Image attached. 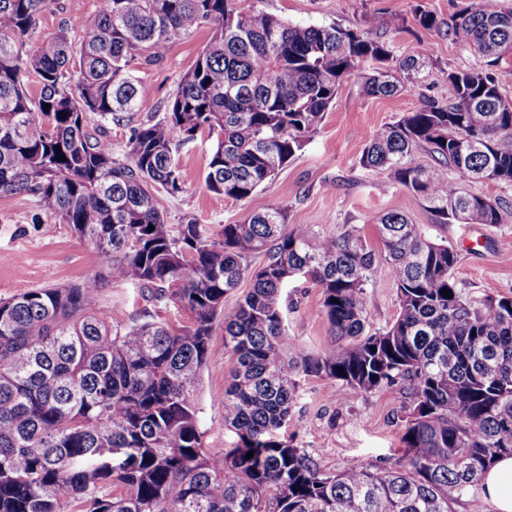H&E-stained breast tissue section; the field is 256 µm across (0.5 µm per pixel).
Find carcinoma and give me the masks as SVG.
I'll return each mask as SVG.
<instances>
[{"mask_svg":"<svg viewBox=\"0 0 512 512\" xmlns=\"http://www.w3.org/2000/svg\"><path fill=\"white\" fill-rule=\"evenodd\" d=\"M48 6L0 0V195L33 197L94 246L101 271L0 301V512H451V493L476 490L512 455V298L468 299L452 275L457 251L389 211L378 232L398 313L373 331L365 288L379 256L351 232L315 238L273 204L212 238L192 217L167 223L152 193L182 192L176 153L206 132L207 189L245 200L303 150L344 82L392 97L431 76V56H396L385 36L402 26L384 14L354 28L300 26L234 0H100L32 45ZM414 20L486 65L448 72L447 101L428 98L376 130L360 165L390 171L442 224H507L508 202L466 191L448 167L479 182L492 164L512 185V98L496 70L512 55V4L474 0L446 22L418 8ZM203 26L211 38L164 116L132 127L115 157L88 133V115L130 122L147 94L132 65ZM257 253L265 260L252 269ZM245 277L252 288L224 318L234 359L224 425L238 441L206 454L197 386L224 296ZM297 278L322 289L331 352L287 334L282 290ZM104 279L183 307L190 324L122 325L94 301ZM309 378L362 393L402 386L403 458L320 470L281 435Z\"/></svg>","mask_w":512,"mask_h":512,"instance_id":"cac0c4a2","label":"carcinoma"}]
</instances>
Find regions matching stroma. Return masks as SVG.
<instances>
[{"label":"stroma","instance_id":"1","mask_svg":"<svg viewBox=\"0 0 512 512\" xmlns=\"http://www.w3.org/2000/svg\"><path fill=\"white\" fill-rule=\"evenodd\" d=\"M472 0H236L241 10L261 8L302 26L332 23L361 25L366 14L377 12L407 24L404 32L390 34L396 55L415 45L435 62L434 75L424 88H407L392 97H370L357 80L345 82L333 107L307 142L302 153L264 188L250 198L234 201L209 192L205 174L210 140L199 138L177 153L183 181L181 193L157 191L156 202L168 223L196 218L210 233L223 225L242 222L254 211L272 203L286 208L288 222L326 237L354 231L373 250H380L376 218L396 210L431 237L443 238L460 255L454 277L473 298L512 296V223H439L386 171L367 170L359 163L371 134L404 112L418 108L423 96L442 97L449 71L482 65L483 60L465 46L415 27L413 14L423 8L448 18ZM99 0H52L44 11L33 40L55 33L67 21L94 13ZM211 37L203 27L171 43L163 58L139 72L149 87L134 113L142 124L161 117L182 76L193 66ZM94 247L81 241L69 225L58 223L24 194L0 195V300L32 288L78 283L98 271ZM322 297L313 281L301 279L283 292L287 332L306 351L322 354L335 349L336 337L325 317L316 313ZM372 329L397 316L396 288L386 262H379L365 291ZM99 306L121 310L125 324L142 321L146 301L137 288L119 281L105 282L95 297ZM215 356L203 367L197 388L200 429L205 452L232 447L235 432L224 425L220 402L232 366L224 353V321L212 326ZM409 400L398 390L380 388L369 393L351 392L342 382L308 379L293 409L286 430L295 446L327 473L337 474L358 465L382 468L401 459L405 451L400 419Z\"/></svg>","mask_w":512,"mask_h":512}]
</instances>
